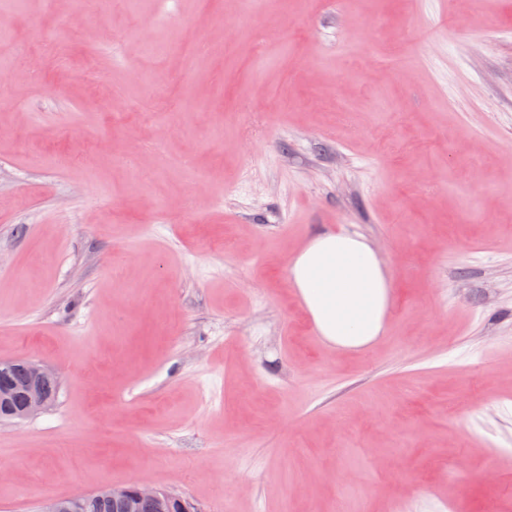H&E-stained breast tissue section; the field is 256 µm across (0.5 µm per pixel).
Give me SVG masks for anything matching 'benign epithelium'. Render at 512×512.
<instances>
[{
  "label": "benign epithelium",
  "mask_w": 512,
  "mask_h": 512,
  "mask_svg": "<svg viewBox=\"0 0 512 512\" xmlns=\"http://www.w3.org/2000/svg\"><path fill=\"white\" fill-rule=\"evenodd\" d=\"M12 367H20L26 373L24 383L17 387L3 385L0 388V403L9 419L19 423L45 410L51 400L53 390L59 386L57 375L47 367L29 359H19ZM23 397L18 409L7 407L14 394ZM99 496L112 502V512H201L190 500L156 485L138 481L129 489L106 486L100 489ZM87 492H74L66 501L46 498L41 502L39 512H80L86 507Z\"/></svg>",
  "instance_id": "obj_1"
}]
</instances>
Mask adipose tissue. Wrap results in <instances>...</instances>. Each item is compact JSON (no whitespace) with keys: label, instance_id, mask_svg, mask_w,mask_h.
<instances>
[{"label":"adipose tissue","instance_id":"ef3b65f1","mask_svg":"<svg viewBox=\"0 0 512 512\" xmlns=\"http://www.w3.org/2000/svg\"><path fill=\"white\" fill-rule=\"evenodd\" d=\"M288 274L295 296L328 345L362 350L384 332L393 284L380 254L361 233L313 235L292 256Z\"/></svg>","mask_w":512,"mask_h":512}]
</instances>
